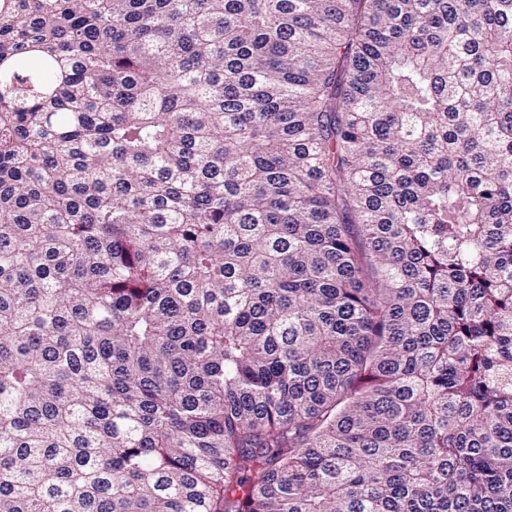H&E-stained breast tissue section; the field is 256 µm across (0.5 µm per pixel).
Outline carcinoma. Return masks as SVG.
Segmentation results:
<instances>
[{
    "label": "carcinoma",
    "mask_w": 512,
    "mask_h": 512,
    "mask_svg": "<svg viewBox=\"0 0 512 512\" xmlns=\"http://www.w3.org/2000/svg\"><path fill=\"white\" fill-rule=\"evenodd\" d=\"M0 512H512V0H0Z\"/></svg>",
    "instance_id": "1"
}]
</instances>
